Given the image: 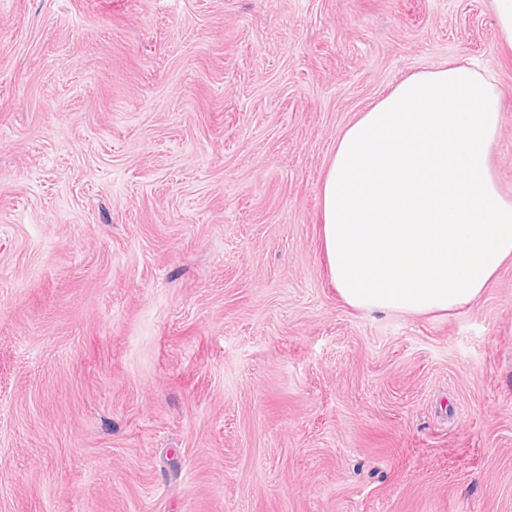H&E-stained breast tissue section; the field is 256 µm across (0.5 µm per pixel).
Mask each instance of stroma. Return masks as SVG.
<instances>
[{
	"label": "stroma",
	"instance_id": "1",
	"mask_svg": "<svg viewBox=\"0 0 512 512\" xmlns=\"http://www.w3.org/2000/svg\"><path fill=\"white\" fill-rule=\"evenodd\" d=\"M493 77L488 0H0V512H512V262L456 312L332 286L336 139Z\"/></svg>",
	"mask_w": 512,
	"mask_h": 512
}]
</instances>
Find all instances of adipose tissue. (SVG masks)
Returning <instances> with one entry per match:
<instances>
[{"label":"adipose tissue","instance_id":"ef3b65f1","mask_svg":"<svg viewBox=\"0 0 512 512\" xmlns=\"http://www.w3.org/2000/svg\"><path fill=\"white\" fill-rule=\"evenodd\" d=\"M492 81L446 63L397 83L336 140L321 239L345 303L422 315L475 302L512 260V198L491 155Z\"/></svg>","mask_w":512,"mask_h":512}]
</instances>
